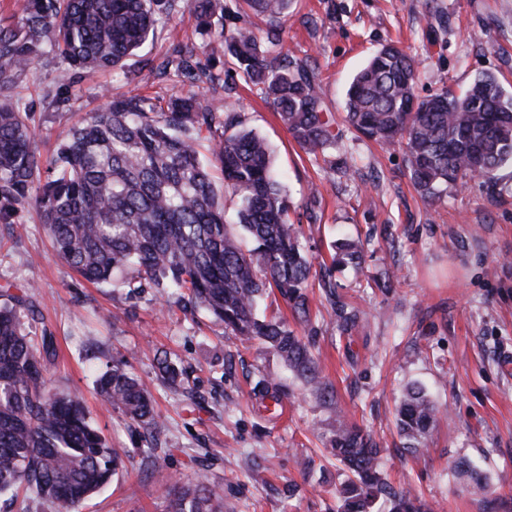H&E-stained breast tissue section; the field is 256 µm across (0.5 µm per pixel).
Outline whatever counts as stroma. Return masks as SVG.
<instances>
[{
  "instance_id": "1",
  "label": "stroma",
  "mask_w": 512,
  "mask_h": 512,
  "mask_svg": "<svg viewBox=\"0 0 512 512\" xmlns=\"http://www.w3.org/2000/svg\"><path fill=\"white\" fill-rule=\"evenodd\" d=\"M274 27L282 31L277 53L313 70L336 117L344 172L303 150L238 75L203 93L232 105L271 143L288 187V220L315 264L331 266L337 296L357 315L355 327L341 330L315 277L308 324L294 322L277 291L262 304L303 339L334 397L310 392L272 348L186 312L179 295L85 281L54 257L34 206L11 208L0 223V291L27 295L54 336L52 389L80 396L93 425L130 457L127 471L79 512H166L165 488L140 468L149 456L178 480L204 475L222 485L224 512H340L349 472L326 454L340 418L371 434L388 482L429 512L489 507L456 476L461 458L488 477L495 512H512V165L497 171L495 185L476 181L426 202L403 152L359 137L345 119L350 80L387 41L417 58L418 97L462 90L483 73L512 94V0H292L281 20H256L258 39ZM202 42L193 15L180 9L124 69L74 73L64 91L54 82L64 62L43 57L16 90L38 150L51 154L63 132L112 97L165 99L189 88L190 79L157 78L142 61ZM342 235L363 245L361 269L333 265L331 245ZM160 351L182 370L179 386L157 369ZM128 354L166 424L154 442L97 396L98 376ZM262 379L277 383L285 413L263 411ZM412 383L442 412L416 458L395 426Z\"/></svg>"
}]
</instances>
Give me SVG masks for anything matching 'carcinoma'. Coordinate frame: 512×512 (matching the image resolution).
<instances>
[{
	"mask_svg": "<svg viewBox=\"0 0 512 512\" xmlns=\"http://www.w3.org/2000/svg\"><path fill=\"white\" fill-rule=\"evenodd\" d=\"M180 2L199 32L210 36V54H224V62L258 87L301 147L324 155L336 145V118L314 73L269 57L250 23L224 28V0H25L21 17L0 21V199L11 207L34 201L54 255L85 280L152 288L159 296L183 289L185 307L274 348L293 373L329 396L300 336L257 312L275 288L307 321L313 263L300 231L288 223L270 145L241 113L214 106L198 90L175 94L163 106L140 94L122 95L80 118L45 158L16 99L20 76L47 53L67 64L61 84L69 72L123 67L154 37L156 17L170 15ZM241 2L246 17L278 18L290 5ZM145 66L160 76H187L195 85L222 80L192 49ZM417 80L415 58L382 45L347 88V120L363 137L405 151L410 179L426 200L472 181L494 185L495 172L512 164V95L485 74L458 93L420 99ZM202 138L224 173L222 186L198 157ZM228 193L238 200L234 225L224 218ZM335 248L336 264L361 267V247L338 242ZM37 320L23 296L0 302V493L23 485L29 508L51 502L57 512H77L125 460L87 419L77 396L51 389L46 371L55 357L53 336L37 333ZM98 385L103 399L143 434L160 436L164 426L129 360L113 361ZM439 414L423 387L406 389L397 418L406 450L426 447ZM329 445L352 474L342 486V512H376L379 502L387 512H426L384 479L381 449L368 432L340 421ZM455 472L470 478L474 494H491L487 478L466 459L457 461ZM151 475L168 491V512H224L221 485L203 477L173 480L157 465Z\"/></svg>",
	"mask_w": 512,
	"mask_h": 512,
	"instance_id": "carcinoma-1",
	"label": "carcinoma"
}]
</instances>
